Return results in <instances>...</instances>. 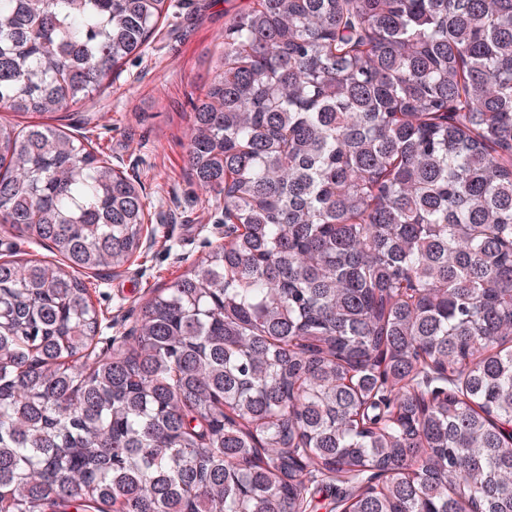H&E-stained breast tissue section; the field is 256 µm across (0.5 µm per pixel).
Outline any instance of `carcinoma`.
Wrapping results in <instances>:
<instances>
[{"mask_svg":"<svg viewBox=\"0 0 512 512\" xmlns=\"http://www.w3.org/2000/svg\"><path fill=\"white\" fill-rule=\"evenodd\" d=\"M168 0H0V111L51 117ZM224 245L98 347L76 276L146 197L0 123V512H512V0H252L192 99ZM14 255L9 259H31L58 260L54 254L41 246L31 244L20 237L14 230L0 224V260Z\"/></svg>","mask_w":512,"mask_h":512,"instance_id":"carcinoma-1","label":"carcinoma"}]
</instances>
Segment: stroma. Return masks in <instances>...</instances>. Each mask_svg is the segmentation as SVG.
<instances>
[{
  "mask_svg": "<svg viewBox=\"0 0 512 512\" xmlns=\"http://www.w3.org/2000/svg\"><path fill=\"white\" fill-rule=\"evenodd\" d=\"M146 52L110 86L63 111L60 129L101 146L113 168L138 181L150 204L140 248L124 267L81 273L101 333L129 335L160 289L224 240V208L199 190L185 164L190 98L211 77L225 26L249 0H173Z\"/></svg>",
  "mask_w": 512,
  "mask_h": 512,
  "instance_id": "obj_1",
  "label": "stroma"
}]
</instances>
